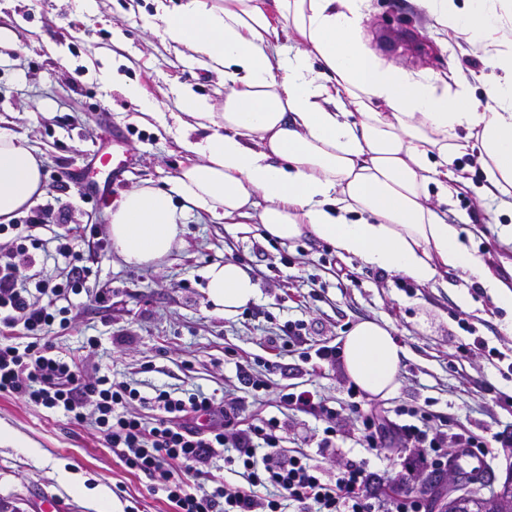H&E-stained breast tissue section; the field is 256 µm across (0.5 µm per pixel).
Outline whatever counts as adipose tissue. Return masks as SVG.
Here are the masks:
<instances>
[{"mask_svg":"<svg viewBox=\"0 0 512 512\" xmlns=\"http://www.w3.org/2000/svg\"><path fill=\"white\" fill-rule=\"evenodd\" d=\"M441 30L460 32L498 74L478 109L466 81L409 73L362 36L368 0H154L147 28L223 75V103L190 88L180 109L200 138L182 136L187 162L165 187L145 183L112 200L108 235L132 266L167 257L189 212L256 218L280 243L308 236L341 256L421 284L454 271L512 310L502 281L448 223L452 165L477 146L484 193L512 195V0H414ZM294 51L278 46L280 36ZM45 193L43 161L0 131V223ZM210 300L233 316L258 287L233 260L204 274ZM405 349L388 325L358 322L345 336L347 378L372 397L398 386Z\"/></svg>","mask_w":512,"mask_h":512,"instance_id":"obj_1","label":"adipose tissue"}]
</instances>
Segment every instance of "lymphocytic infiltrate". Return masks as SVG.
<instances>
[{
    "instance_id": "obj_1",
    "label": "lymphocytic infiltrate",
    "mask_w": 512,
    "mask_h": 512,
    "mask_svg": "<svg viewBox=\"0 0 512 512\" xmlns=\"http://www.w3.org/2000/svg\"><path fill=\"white\" fill-rule=\"evenodd\" d=\"M40 257L64 259L65 266L56 275L37 268L36 283H29L22 268L35 266ZM92 274L77 235L56 233L46 240L19 232L13 249L0 252V395L60 411L75 425L95 426L124 466L144 474L150 491L165 494L175 512H283L288 501L304 512H427L420 496L372 493L366 461H347L326 476L308 451L283 447L285 424L278 417H245L240 406L224 405L200 390L180 396L157 388L144 396L108 375L87 377L80 359L54 354L49 335L67 326L71 302L85 292ZM280 400L322 417L326 427L317 449H333L334 408L308 390L282 389ZM135 401L154 411L152 425L130 411ZM350 409L360 421L356 442L368 454L408 450L398 476L402 484L417 471L444 470L455 458L487 453L484 440L452 431L451 421L424 410H408L403 421L375 408L363 410L356 401ZM219 456L241 477L240 485L188 483V474H203Z\"/></svg>"
}]
</instances>
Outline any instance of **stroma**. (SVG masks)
Returning <instances> with one entry per match:
<instances>
[{"label": "stroma", "instance_id": "obj_1", "mask_svg": "<svg viewBox=\"0 0 512 512\" xmlns=\"http://www.w3.org/2000/svg\"><path fill=\"white\" fill-rule=\"evenodd\" d=\"M153 9L152 0H95L88 11L77 0H0V27L18 38L17 45L0 48V128L26 138L42 159L46 192L34 208L51 211L35 234L49 238L50 225L59 223L76 235L88 224L105 243L92 255L96 276L87 284L88 297L70 313L66 328L51 333L55 354L78 357L88 375H112L145 395L163 385L226 396L246 415L285 421L284 448L314 452L326 474H335L345 459L364 458L369 471L387 481L400 472L404 453L367 457L352 439L357 422L341 363L303 358L304 350L341 345L360 321L384 322L407 355L397 389L376 399L377 408L418 406L488 439L480 469L495 475L483 489L491 494L512 465V447L496 439L512 434V314L486 290L454 274L446 283L423 286L339 257L327 243L309 237L266 242L257 227L199 211L189 215L181 242L158 264L126 265L108 246V204L143 182L165 185L186 162L176 143L177 89L188 85L213 101L224 98L222 78L197 67L184 47L145 29L143 17ZM363 38L406 71L467 79L479 107H486L482 83L491 67L464 39L445 37L410 0H370ZM105 61L116 82L100 81ZM125 81L143 86L157 116H142L122 91ZM115 131L132 163L120 181L89 196L84 184L91 175L104 180L96 155ZM453 169L462 181L446 208L449 222L461 225L466 242L512 284V235L503 230L512 209L475 194L484 181L477 151L456 159ZM224 260L247 265L259 288L256 301L230 319L205 289V269ZM102 290L108 302L95 301ZM289 321L303 322L305 345L277 351L274 342ZM464 344L472 348L469 357L452 361ZM236 354L259 363L275 360L281 369L268 375L265 389L244 388L236 379ZM292 383L336 409L337 452L317 455L324 422L280 403L281 385ZM0 426L26 442L22 448L0 443V512H40L47 497L62 512H94L91 500L61 483L63 469L87 487H107L135 512H174L164 495L148 493L147 479L128 470L92 425H74L62 413L0 395Z\"/></svg>", "mask_w": 512, "mask_h": 512}]
</instances>
